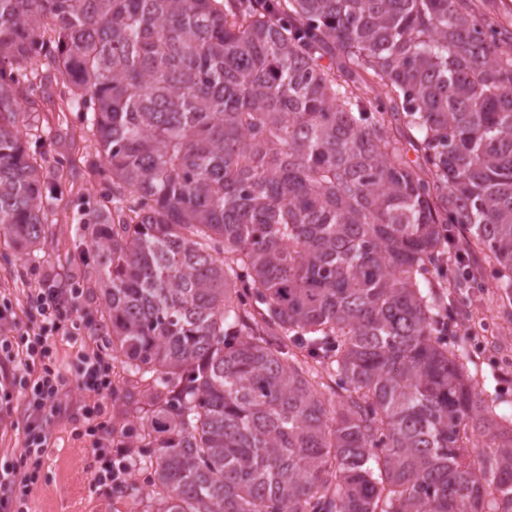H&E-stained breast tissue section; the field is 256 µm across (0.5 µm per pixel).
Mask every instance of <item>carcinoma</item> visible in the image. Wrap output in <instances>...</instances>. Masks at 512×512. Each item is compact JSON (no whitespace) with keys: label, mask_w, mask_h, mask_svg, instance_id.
Listing matches in <instances>:
<instances>
[{"label":"carcinoma","mask_w":512,"mask_h":512,"mask_svg":"<svg viewBox=\"0 0 512 512\" xmlns=\"http://www.w3.org/2000/svg\"><path fill=\"white\" fill-rule=\"evenodd\" d=\"M57 98L112 182L83 287L144 512H512V415L428 278L475 287L464 234L512 292L511 29L471 0H0L15 246L59 201L17 117Z\"/></svg>","instance_id":"1"}]
</instances>
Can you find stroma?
<instances>
[{
	"instance_id": "35a3bbf8",
	"label": "stroma",
	"mask_w": 512,
	"mask_h": 512,
	"mask_svg": "<svg viewBox=\"0 0 512 512\" xmlns=\"http://www.w3.org/2000/svg\"><path fill=\"white\" fill-rule=\"evenodd\" d=\"M19 124L40 123L49 129L47 140L36 143L43 155V167L62 201L53 234L37 255L0 242V303H8L13 312L15 338H23L32 315L31 298L46 278L70 275L90 277L95 257L91 251L92 227L77 223V213L92 206L107 189L104 178L85 160L80 138L81 124L75 113H20ZM492 266L483 270L484 287L472 289L465 309L480 316L479 332L467 336L461 321L449 323L448 339L469 351L470 374L474 383H496L500 393L497 413H512V362L501 364L499 355L506 348L499 339L502 330L512 331V295L496 288ZM101 299L83 298L79 329L55 335L53 356L61 370H68L80 351L111 354L108 336L99 329ZM89 398L77 387H69L49 427V450L42 459L23 455L25 427L32 411L20 387L11 390L10 418L0 420V466L17 464L32 472L35 483L27 499L28 512H132L134 499L144 496L145 475L132 472L134 496L116 499L110 487L96 482L93 439L82 434L80 420Z\"/></svg>"
}]
</instances>
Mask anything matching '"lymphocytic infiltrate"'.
<instances>
[{
    "mask_svg": "<svg viewBox=\"0 0 512 512\" xmlns=\"http://www.w3.org/2000/svg\"><path fill=\"white\" fill-rule=\"evenodd\" d=\"M36 316L26 325L24 348H17L8 331L0 332V364L16 362L19 356L28 361H44L45 367L36 378L5 377L8 386H19L24 390L34 417L27 424L25 456L43 457L48 451L47 426L53 418L58 401L68 384L88 396L94 403L86 408L84 421L87 435H94V421L101 411L100 403L112 394L110 365L97 353L83 352L77 355L73 363V377H66L56 365L51 364V343L53 337L66 329L68 322L74 321L80 308L79 295L72 290L59 292L55 288L38 289L34 296Z\"/></svg>",
    "mask_w": 512,
    "mask_h": 512,
    "instance_id": "obj_1",
    "label": "lymphocytic infiltrate"
}]
</instances>
